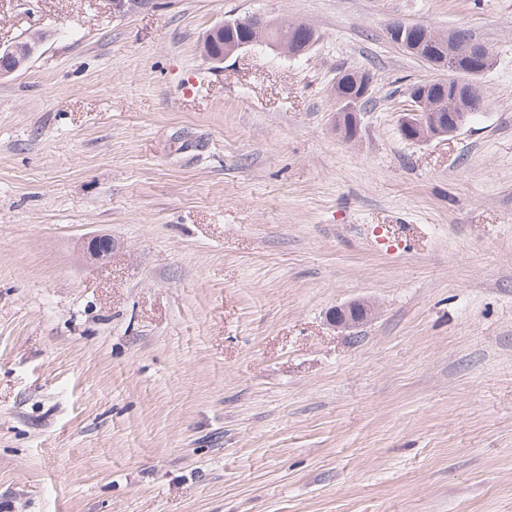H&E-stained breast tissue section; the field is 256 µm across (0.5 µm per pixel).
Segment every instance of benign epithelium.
<instances>
[{
    "label": "benign epithelium",
    "mask_w": 512,
    "mask_h": 512,
    "mask_svg": "<svg viewBox=\"0 0 512 512\" xmlns=\"http://www.w3.org/2000/svg\"><path fill=\"white\" fill-rule=\"evenodd\" d=\"M150 5V0H112V13L126 15L133 10ZM282 23L271 21L261 16L249 18H231L215 25L207 33L203 42L204 56L212 62H222L234 53L247 48L255 41L265 38L266 33ZM459 30L448 31L441 35L425 25H409L403 22H395L391 28L393 38L403 44L411 55L426 63L431 69L442 72H452L456 69L457 36ZM316 40L312 31H307L296 41L283 40V46L288 49V54L299 56L307 52ZM42 41L34 37L21 49L16 45L0 47V77L13 74L23 68L37 53ZM465 51L470 57V64L476 66L472 70V78L464 83L452 77L441 78L442 89L448 90V102L452 108L461 107L470 110L473 105L479 103L483 97L481 85L477 78L487 71L493 62L491 50L474 41L465 43ZM347 84L354 85L358 94L352 96L336 95L338 105L336 121L342 123L345 117L355 118V103L358 102L369 89L367 79L359 75H348L344 72L336 77L335 86ZM430 82L417 83L409 88V97L413 108L408 110L400 120V128L403 132L415 128L412 139L425 138L428 140L444 138L443 126L438 123L437 116L429 104ZM372 314V310L363 306L361 302L350 303L333 312L332 321L338 326L350 328L361 319Z\"/></svg>",
    "instance_id": "obj_1"
}]
</instances>
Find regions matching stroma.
<instances>
[{
    "instance_id": "1",
    "label": "stroma",
    "mask_w": 512,
    "mask_h": 512,
    "mask_svg": "<svg viewBox=\"0 0 512 512\" xmlns=\"http://www.w3.org/2000/svg\"><path fill=\"white\" fill-rule=\"evenodd\" d=\"M230 15L318 40L210 62ZM396 20L493 53L454 137L400 133L437 73ZM36 29L0 78V512H512V0H0V47ZM42 41L37 37L31 39L30 42L25 44V49L22 51L21 47L17 45H10L9 47H0V77H5L13 74L19 69L23 68L37 53ZM347 84H354V91L356 89H360L357 95L352 96H343L339 95V87L344 86ZM336 86V102L338 105V109L336 113V121L340 122L342 125L344 122L345 116H349V118H352L353 124L355 126L356 118H355V103L358 102L365 94L366 91L369 89V84L367 83L366 78H362L360 75H348L345 72H341L337 77L335 81ZM370 100V93L363 97L358 105L357 110L358 112H363L365 105ZM364 302L350 303L344 307L337 308L334 311L332 321L338 326L350 328L355 326L362 318H367L372 314V309L363 306ZM364 320L359 322L357 325L362 324Z\"/></svg>"
}]
</instances>
